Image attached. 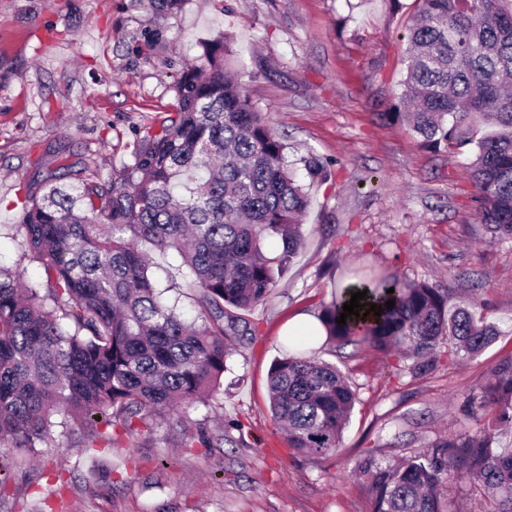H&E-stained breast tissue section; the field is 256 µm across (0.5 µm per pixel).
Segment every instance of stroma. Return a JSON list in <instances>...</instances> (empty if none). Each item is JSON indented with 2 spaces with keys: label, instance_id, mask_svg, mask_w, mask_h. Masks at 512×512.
Returning a JSON list of instances; mask_svg holds the SVG:
<instances>
[{
  "label": "stroma",
  "instance_id": "1",
  "mask_svg": "<svg viewBox=\"0 0 512 512\" xmlns=\"http://www.w3.org/2000/svg\"><path fill=\"white\" fill-rule=\"evenodd\" d=\"M415 0H0V264L41 278L15 224L26 192L59 168L101 176L130 162L139 129L175 104L182 69L217 33L246 94L287 146L298 180L315 156L305 242L265 302L245 312L211 405L154 419L112 448L56 434L9 464L0 512H369L351 472L424 448L482 420L466 404L512 353V242L491 241L467 159L425 147L396 119ZM355 269L478 296L499 339L426 376L395 374L383 354L288 334L318 316ZM336 364L357 394L336 452L292 457L268 409L267 375L285 347ZM206 431L210 448H188Z\"/></svg>",
  "mask_w": 512,
  "mask_h": 512
}]
</instances>
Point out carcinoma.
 I'll return each instance as SVG.
<instances>
[{"instance_id":"obj_1","label":"carcinoma","mask_w":512,"mask_h":512,"mask_svg":"<svg viewBox=\"0 0 512 512\" xmlns=\"http://www.w3.org/2000/svg\"><path fill=\"white\" fill-rule=\"evenodd\" d=\"M408 41L401 85L410 110L395 117L429 149L470 159L482 223L491 239L511 240L512 0H418ZM227 54L226 36L204 44L174 86L173 111L136 134L132 162L106 179L87 166L76 183L22 200L16 228L42 281L0 265L1 446L33 448L78 426L84 447L110 448L116 427L131 434L153 416L210 404L231 337L248 331L241 312L267 299L301 250L311 197ZM268 240L281 243L278 256H267ZM156 254L177 259L194 290L193 319L165 297L180 285L153 279ZM363 290V310L382 305L381 315L336 323ZM479 306L453 288L380 277L340 286L319 319L329 340L393 356L396 371L420 377L443 346L452 362L501 336ZM268 387L293 453L339 448L356 395L336 366L289 353L271 366ZM472 403L487 420L482 430L392 462L369 452L358 460L353 477L371 512H448L456 477L489 512H512V354Z\"/></svg>"}]
</instances>
